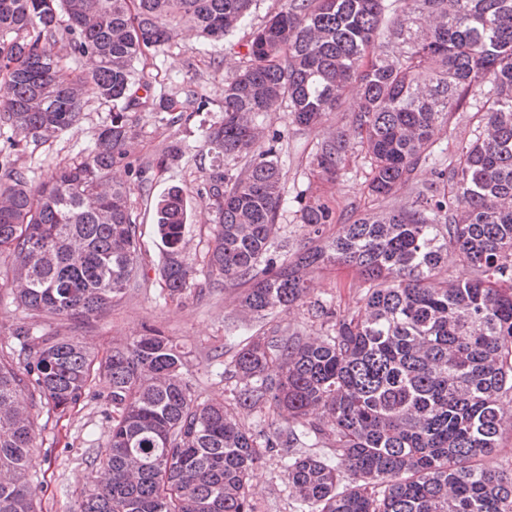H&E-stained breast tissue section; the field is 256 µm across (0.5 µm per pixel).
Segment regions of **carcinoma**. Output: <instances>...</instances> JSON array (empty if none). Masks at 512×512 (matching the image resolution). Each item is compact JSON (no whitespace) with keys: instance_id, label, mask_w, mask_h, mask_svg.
<instances>
[{"instance_id":"cac0c4a2","label":"carcinoma","mask_w":512,"mask_h":512,"mask_svg":"<svg viewBox=\"0 0 512 512\" xmlns=\"http://www.w3.org/2000/svg\"><path fill=\"white\" fill-rule=\"evenodd\" d=\"M255 0H0V123L24 139L77 124L90 103L112 119L87 155L31 184L0 159V256L12 258L13 301L29 319L88 323L139 273L128 186L129 112H196L158 96L138 65L187 30L224 39ZM284 0L254 29L224 77V120L203 133L204 187L215 224L205 255L226 285L250 284L245 314L288 310L328 266L355 270L358 305H317L325 332L258 336L232 357L233 402H200L173 341L148 328L99 357L66 336L12 330L0 355V512H42L28 463L33 410L62 416L90 394L112 405L104 479L76 512H257L251 482L264 457L284 459L299 512H512V473L489 459L512 431V0ZM352 93L356 139L331 132L310 166L334 180L357 154L364 193L393 197L418 170L412 200L349 216L298 198L311 245L271 251L287 204L276 144L260 118L281 106L298 126L324 123ZM479 94L482 119L448 165L435 153L448 122ZM243 162L234 175L227 161ZM163 289L178 298L194 271L182 256L188 199L155 204ZM471 276L457 279L454 267ZM271 418L243 424L239 410ZM329 440L336 463L291 458ZM349 484L340 486L341 470Z\"/></svg>"}]
</instances>
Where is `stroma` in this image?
<instances>
[{
	"label": "stroma",
	"mask_w": 512,
	"mask_h": 512,
	"mask_svg": "<svg viewBox=\"0 0 512 512\" xmlns=\"http://www.w3.org/2000/svg\"><path fill=\"white\" fill-rule=\"evenodd\" d=\"M280 6L281 0H257L251 17L223 41L210 42L190 33L164 53L149 58L147 71L158 93L181 98L186 90L193 89L206 98L207 104L174 124L165 112L130 115L139 131L134 156L146 165L147 171L140 182L129 178L123 166H116L115 172L130 188L143 273L114 300L110 309L90 323L45 320L37 325L39 333L72 336L102 353L140 335L145 327H154L169 336L182 352L184 371L198 399L228 401L235 382L225 377L224 367L249 337L279 336L296 329L307 335L319 332L320 323L313 318L309 304L287 312L276 310L262 318H246L238 306L239 296L247 289L246 283L227 286L217 282L204 259L214 215L199 194L211 169L209 158L199 151L201 134L224 117V75L236 67L253 27ZM111 117V105L94 102L71 130L47 142L31 141L17 148L11 147V132L6 129L0 131V152L16 159L31 182L37 183L56 164L83 156L97 131ZM264 124L283 134L278 159L290 203L278 218L279 251L295 250L306 241L294 201L297 193L320 197L339 215L372 208L371 198L363 192L364 171L360 160L351 159L347 172L333 182L312 173L309 162L322 139L321 129L293 124L284 108L269 113ZM171 144L180 146L182 155L172 164L161 165L163 150ZM174 186L184 190L191 205V216L184 229L183 255L195 275L182 298L173 300L160 280L161 242L154 205L158 197ZM355 283L354 272L346 267L317 272L311 301L355 308L359 299ZM111 412V406L102 397L86 398L61 418L48 415L43 409L35 410L38 438L30 472L43 486L42 512H75L81 497L92 489L96 475L93 459L106 446L112 426ZM253 493L258 512L296 510L285 491V476L278 458L263 460L253 478Z\"/></svg>",
	"instance_id": "1"
}]
</instances>
